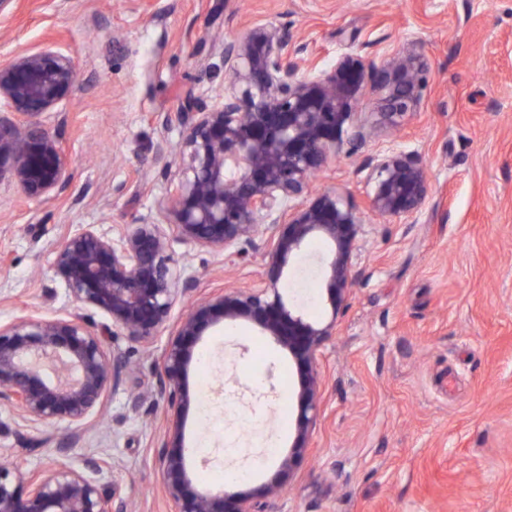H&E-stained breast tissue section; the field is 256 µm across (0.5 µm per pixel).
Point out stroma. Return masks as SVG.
Here are the masks:
<instances>
[{"label": "stroma", "instance_id": "stroma-1", "mask_svg": "<svg viewBox=\"0 0 512 512\" xmlns=\"http://www.w3.org/2000/svg\"><path fill=\"white\" fill-rule=\"evenodd\" d=\"M15 0L0 16V63L50 45L81 78L48 123L68 149L81 201L24 199L0 183V323L77 313L54 276L53 242L84 225L149 222L166 193L153 162L179 129L160 117L186 96L212 103L224 86L218 37L254 23L285 24L328 69L343 56L383 64L422 43L419 103L401 128L373 126L383 94L369 89L355 118L370 135L342 148L314 181L343 194L363 221L361 276L320 359L322 420L297 460L277 512H512V0ZM416 153L431 196L413 222L381 219L368 204L365 155ZM199 290L258 279L262 255L225 268L210 249L174 244ZM327 245L312 240L285 269L291 305L330 313ZM168 339L107 345L130 371L67 459L97 454L99 476L132 512H170L158 491L145 397ZM302 373L249 321L206 328L187 388L192 474L219 483L226 462L253 468L247 488L276 476L293 441L291 390ZM44 431L19 432L0 409V463L19 476L45 465Z\"/></svg>", "mask_w": 512, "mask_h": 512}]
</instances>
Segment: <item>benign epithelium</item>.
Listing matches in <instances>:
<instances>
[{"instance_id": "7a95c632", "label": "benign epithelium", "mask_w": 512, "mask_h": 512, "mask_svg": "<svg viewBox=\"0 0 512 512\" xmlns=\"http://www.w3.org/2000/svg\"><path fill=\"white\" fill-rule=\"evenodd\" d=\"M303 52L287 27L270 23L223 39L224 89L214 102L188 101L163 116L162 125L177 124L181 135L174 147L165 140L157 145L158 156L168 159L157 218L110 231L87 224L54 244L55 275L73 302L105 319L100 329L69 314L0 324V408L11 410L21 427H64L48 463L26 484L14 469L0 466V512H128L129 503L99 482L103 458L88 455L79 469L63 458L127 372L125 357L109 350L104 336L119 331L149 345L167 324L148 397L163 408L152 458L171 512H274L318 425V360L359 278L353 255L360 216L340 194L312 192L311 176L344 144L365 141L353 105L367 87L385 94L380 120L395 127L420 98L424 67L421 46L381 68L345 56L319 69ZM78 79L75 59L49 46L0 64V182L29 200L72 191L73 161L44 116L71 95ZM361 168L373 184L375 213L409 221L426 205L431 184L417 154H369ZM316 238L329 246L328 320L287 306L281 288L287 263ZM174 241L222 252L226 266L242 262L248 255L243 245H250L261 252L264 273L246 286L212 289L173 321L177 303L197 291L195 276L172 255ZM241 320L257 324L305 371L293 395L288 455L277 477L253 490L198 482L184 449L194 344L207 327Z\"/></svg>"}]
</instances>
